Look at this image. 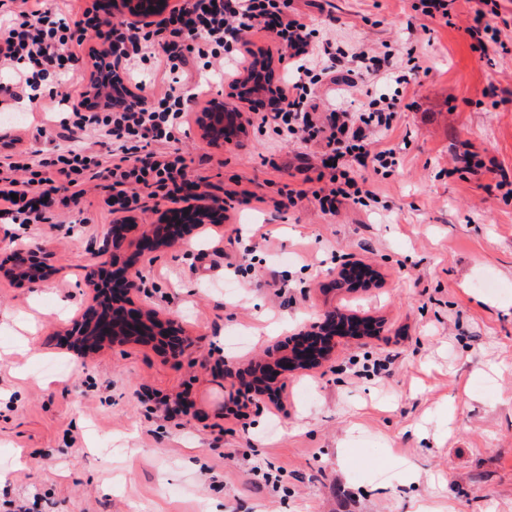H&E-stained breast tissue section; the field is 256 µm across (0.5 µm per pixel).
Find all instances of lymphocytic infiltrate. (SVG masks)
Listing matches in <instances>:
<instances>
[{
	"label": "lymphocytic infiltrate",
	"mask_w": 512,
	"mask_h": 512,
	"mask_svg": "<svg viewBox=\"0 0 512 512\" xmlns=\"http://www.w3.org/2000/svg\"><path fill=\"white\" fill-rule=\"evenodd\" d=\"M0 16V70L13 83H0V97L16 98L49 80L71 78V91L60 101L68 109L62 129L93 132L95 143L54 149L39 164L25 156L0 162V220L45 224L88 193L94 180L106 181L103 200L109 214L139 207L143 198L171 204L202 201L204 178L192 176L178 135L196 99L191 86L223 77L224 63H236L249 35L271 34L280 61L290 74L281 102L254 112L249 123L281 139L320 146L319 170H330L328 186L307 191L288 189V202L310 197L325 214L346 205H365L372 190L351 174L353 165L389 169L397 151L372 150L374 132L390 130L401 107L400 95L373 96L361 111H318L317 89L323 85L351 92L373 77L406 85L421 65L408 56L409 72L394 73L390 53L364 47L350 51L289 13L288 0H175L152 28L113 20L99 0H10ZM75 11L67 22L63 8ZM179 75L188 93L169 87L152 97L124 104L126 79L140 64Z\"/></svg>",
	"instance_id": "obj_1"
}]
</instances>
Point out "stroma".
I'll use <instances>...</instances> for the list:
<instances>
[{
	"label": "stroma",
	"instance_id": "obj_1",
	"mask_svg": "<svg viewBox=\"0 0 512 512\" xmlns=\"http://www.w3.org/2000/svg\"><path fill=\"white\" fill-rule=\"evenodd\" d=\"M418 0H292L298 19L345 48L389 49L424 74L374 148L396 146L391 174L356 169L378 201L336 215L302 187L314 146L247 126L221 147L190 122L180 146L216 186L220 223L148 254L136 303L175 318L189 344L107 345L80 360L67 336L92 303L91 268L110 258L104 189L46 224H1L0 260L46 253L54 271L20 286L0 276V503L30 512H512V197L490 176L455 172L465 151L512 182V0H498L503 49H471L465 20L481 0H454L450 24ZM495 82L497 97L484 96ZM48 90L11 102L0 142L40 160L58 129ZM46 135H38L39 127ZM257 202L225 197L231 178ZM364 265L371 287L336 275ZM495 279V290L482 288ZM286 283L277 294L276 282ZM377 321L368 338L281 373L275 398L238 408V372L324 311ZM392 357L388 369L374 360ZM186 393L189 416L166 418L147 395ZM234 451L221 458L222 449Z\"/></svg>",
	"mask_w": 512,
	"mask_h": 512
}]
</instances>
